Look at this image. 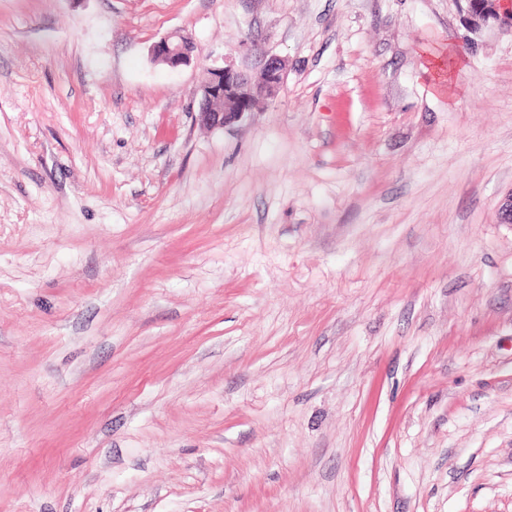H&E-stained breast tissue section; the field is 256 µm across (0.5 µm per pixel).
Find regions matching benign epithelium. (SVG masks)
Wrapping results in <instances>:
<instances>
[{"label":"benign epithelium","instance_id":"obj_1","mask_svg":"<svg viewBox=\"0 0 512 512\" xmlns=\"http://www.w3.org/2000/svg\"><path fill=\"white\" fill-rule=\"evenodd\" d=\"M469 25L477 29L495 22L512 29V0H469L465 7ZM194 45L189 38L172 33L152 44L151 57L177 70L191 62ZM285 79V63L268 57L259 79L252 80L232 64L208 68L197 87V121L207 129H223L259 111L262 104L275 98Z\"/></svg>","mask_w":512,"mask_h":512}]
</instances>
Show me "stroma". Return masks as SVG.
Listing matches in <instances>:
<instances>
[{
	"label": "stroma",
	"instance_id": "obj_1",
	"mask_svg": "<svg viewBox=\"0 0 512 512\" xmlns=\"http://www.w3.org/2000/svg\"><path fill=\"white\" fill-rule=\"evenodd\" d=\"M510 190L458 0H0V512H512ZM193 51L194 45L189 38L172 33L153 43L150 54L170 70H177L191 62ZM284 79L285 63L276 56L265 60L255 81L232 64L207 68L196 90L197 121L212 130L237 123L247 114L258 112L266 100L275 98Z\"/></svg>",
	"mask_w": 512,
	"mask_h": 512
}]
</instances>
